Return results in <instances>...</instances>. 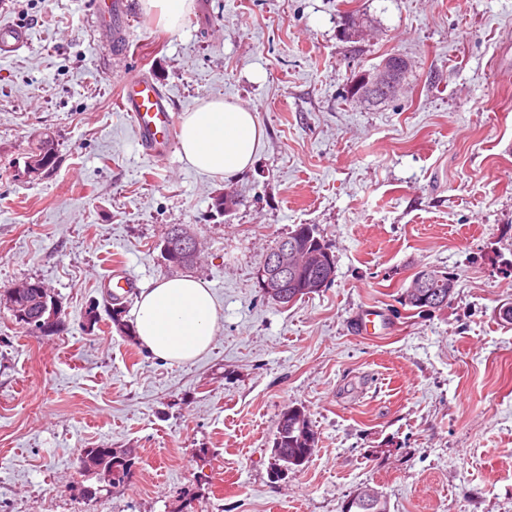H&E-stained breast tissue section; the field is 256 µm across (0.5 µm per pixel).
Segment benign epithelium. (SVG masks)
I'll use <instances>...</instances> for the list:
<instances>
[{
    "label": "benign epithelium",
    "mask_w": 512,
    "mask_h": 512,
    "mask_svg": "<svg viewBox=\"0 0 512 512\" xmlns=\"http://www.w3.org/2000/svg\"><path fill=\"white\" fill-rule=\"evenodd\" d=\"M407 65L406 58L393 55L383 66L366 73L361 79L364 91L384 98L394 97L402 86L401 76ZM51 160L44 156H30L25 162V173L37 177L50 169ZM198 240L192 230L177 225L173 233L161 245L162 254L170 261L187 265L195 261ZM334 267L316 268L311 265L310 254L303 243L294 238L279 242L268 252L262 267L256 271V280L263 294L278 297L286 288H296L313 295L325 288L334 278ZM439 269L422 266L414 276L418 290L412 292L413 299L420 303L427 301L428 294L421 289L440 280ZM46 287L41 283L24 282L7 292L8 304L36 334L54 330L60 315L55 298L45 297Z\"/></svg>",
    "instance_id": "obj_1"
}]
</instances>
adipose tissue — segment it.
Segmentation results:
<instances>
[{"instance_id": "1", "label": "adipose tissue", "mask_w": 512, "mask_h": 512, "mask_svg": "<svg viewBox=\"0 0 512 512\" xmlns=\"http://www.w3.org/2000/svg\"><path fill=\"white\" fill-rule=\"evenodd\" d=\"M262 137L252 110L217 98L187 113L180 148L198 171L231 178L253 166ZM217 319L211 290L182 275L142 287L134 325L139 342L152 355L189 364L210 348Z\"/></svg>"}]
</instances>
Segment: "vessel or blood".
<instances>
[{
	"label": "vessel or blood",
	"mask_w": 512,
	"mask_h": 512,
	"mask_svg": "<svg viewBox=\"0 0 512 512\" xmlns=\"http://www.w3.org/2000/svg\"><path fill=\"white\" fill-rule=\"evenodd\" d=\"M130 12L129 0H105L103 6L90 14L87 23L96 31L120 27ZM26 27L0 24V55H11L27 45ZM117 108L124 112L142 150L156 161L167 160L177 141L178 123L169 95L143 75L125 78L116 99ZM114 297L121 298L137 288L136 277L126 269H115L108 280Z\"/></svg>",
	"instance_id": "obj_1"
}]
</instances>
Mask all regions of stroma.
I'll use <instances>...</instances> for the list:
<instances>
[{
    "label": "stroma",
    "instance_id": "stroma-1",
    "mask_svg": "<svg viewBox=\"0 0 512 512\" xmlns=\"http://www.w3.org/2000/svg\"><path fill=\"white\" fill-rule=\"evenodd\" d=\"M96 2L0 0V23L31 33L0 57V295L39 281L61 308L35 335L0 298V512H342L363 483L389 512H512V325L495 314L512 301V0H192L175 27L130 0L118 55L86 24ZM391 53L410 63L402 92L345 100ZM141 73L181 116L219 97L253 110V168L143 154L116 106ZM45 133L56 164L32 179ZM171 224L198 237L189 273L219 308L187 365L104 307L114 263L142 284L180 275L160 257ZM299 224L336 275L282 307L255 272ZM422 266L456 278L425 316L401 303ZM369 310L375 336L359 330ZM300 405L317 445L272 479L279 416ZM84 448L134 449L130 481L84 476Z\"/></svg>",
    "mask_w": 512,
    "mask_h": 512
}]
</instances>
